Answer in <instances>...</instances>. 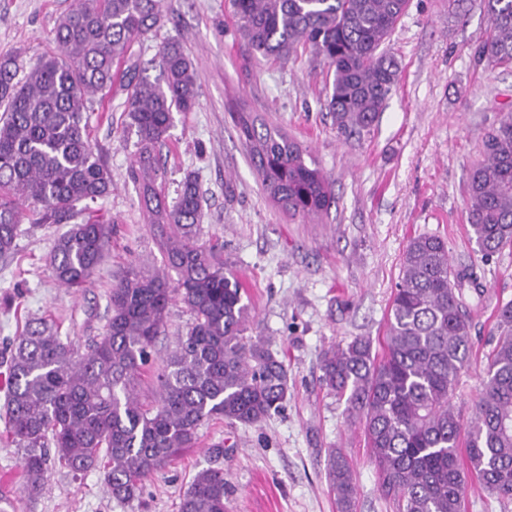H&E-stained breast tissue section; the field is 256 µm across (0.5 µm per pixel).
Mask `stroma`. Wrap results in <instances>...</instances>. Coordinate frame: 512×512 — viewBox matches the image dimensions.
<instances>
[{
    "label": "stroma",
    "instance_id": "1",
    "mask_svg": "<svg viewBox=\"0 0 512 512\" xmlns=\"http://www.w3.org/2000/svg\"><path fill=\"white\" fill-rule=\"evenodd\" d=\"M76 0H0V57L20 54L32 65L53 51L60 15ZM490 28L483 0H410L384 45L401 75L370 132L340 133L326 108L332 74L304 51L288 59L253 56L228 0H164L160 27L131 53L149 61L180 38L193 61L198 104L174 115L159 149L162 188L175 199L186 175L202 197L199 241L217 245L244 282L248 333L272 343L288 367L283 409L254 426L205 422L195 447L184 449L146 482L139 500H112L101 472L75 474L48 462L37 498L21 492L24 451L0 421V487L11 512H178L201 469L219 465L228 512H340L325 478L331 449L346 453L357 496L353 512H393L378 482L362 428L345 400L321 382L320 355L364 336L381 340L409 240L445 238L454 267L471 268L484 293L472 296L473 358L452 403L470 416L485 376L496 303L512 300V245L482 261L468 238V175L481 160L486 133L512 113V66L476 64L473 51ZM120 86L93 103L91 141L112 174V193L98 201L112 222V243L93 282L64 288L49 256L60 224H24L14 255L0 258V349L27 324L52 319L62 337L83 346L103 333L109 291L129 265L165 269L129 176L137 137L129 130ZM257 113L309 150L336 197L328 215L308 223L267 197L234 125L235 113ZM223 444L222 457L211 448Z\"/></svg>",
    "mask_w": 512,
    "mask_h": 512
}]
</instances>
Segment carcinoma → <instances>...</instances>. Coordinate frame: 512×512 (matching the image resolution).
I'll return each instance as SVG.
<instances>
[{"mask_svg": "<svg viewBox=\"0 0 512 512\" xmlns=\"http://www.w3.org/2000/svg\"><path fill=\"white\" fill-rule=\"evenodd\" d=\"M239 31L265 58L303 49L333 71L328 111L346 135L368 132L400 77L396 57L381 50L409 0H231ZM490 29L474 60L512 63V0H485ZM163 17L162 0H78L56 25L57 50L18 78L14 57H0V257L15 252L27 214L39 224H67L49 267L66 288L91 282L112 238V225L92 205L112 193V176L91 143L92 97L112 89L117 65L131 45ZM155 68L151 80L142 72ZM128 127L137 150L130 177L138 185L147 223L156 228L166 266L177 275L146 274L130 266L112 285L104 333L85 350L40 319L9 344L3 410L8 433L25 450L24 492L42 494L47 451L75 473L103 471L112 499L131 502L143 485L196 444L209 420L252 426L280 411L288 369L260 336L246 335L250 316L242 281L224 256L198 243L202 204L195 180L184 179L169 201L155 147L174 113L197 105L191 59L172 39L147 63L127 67ZM237 129L269 198L303 218L329 213L331 184L306 150L257 115L240 112ZM483 159L469 177V234L489 259L512 244V115L482 142ZM484 290L468 268H456L448 244L434 234L412 238L387 316L383 352L356 337L321 355L322 382L346 398L362 426L379 474L381 495L397 512H462L468 481L512 501V300L497 305L486 380L473 414L451 405L473 343L465 290ZM193 314L156 374L154 401L136 380L175 299ZM331 490L352 512L357 488L343 454L331 450ZM224 469L199 471L179 512H227Z\"/></svg>", "mask_w": 512, "mask_h": 512, "instance_id": "1", "label": "carcinoma"}]
</instances>
